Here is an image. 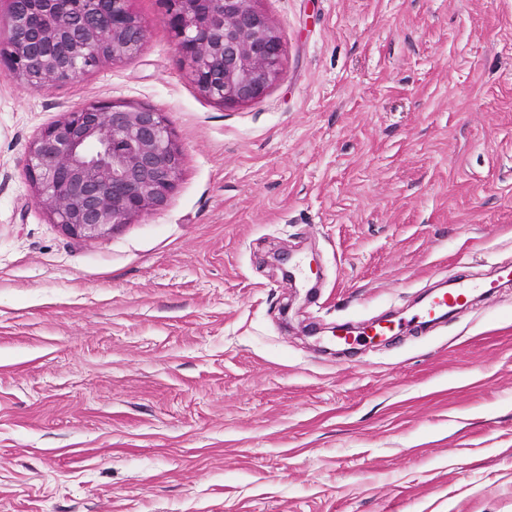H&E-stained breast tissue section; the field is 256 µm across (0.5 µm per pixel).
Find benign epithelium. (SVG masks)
<instances>
[{
  "label": "benign epithelium",
  "mask_w": 512,
  "mask_h": 512,
  "mask_svg": "<svg viewBox=\"0 0 512 512\" xmlns=\"http://www.w3.org/2000/svg\"><path fill=\"white\" fill-rule=\"evenodd\" d=\"M176 49L200 93L220 104L260 99L284 46L255 0H164ZM5 76L39 89L137 56L147 30L130 0H9ZM165 113L96 101L67 110L26 151L36 204L76 237L96 238L163 205L183 166Z\"/></svg>",
  "instance_id": "1"
}]
</instances>
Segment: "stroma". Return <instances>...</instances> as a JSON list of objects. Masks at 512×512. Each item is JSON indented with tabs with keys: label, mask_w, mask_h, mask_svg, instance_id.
<instances>
[{
	"label": "stroma",
	"mask_w": 512,
	"mask_h": 512,
	"mask_svg": "<svg viewBox=\"0 0 512 512\" xmlns=\"http://www.w3.org/2000/svg\"><path fill=\"white\" fill-rule=\"evenodd\" d=\"M256 6L285 53L247 104L190 82L162 0L134 58L0 75V512H512V0ZM108 100L165 112L184 164L75 238L26 149ZM453 279L488 291L419 326Z\"/></svg>",
	"instance_id": "35a3bbf8"
}]
</instances>
